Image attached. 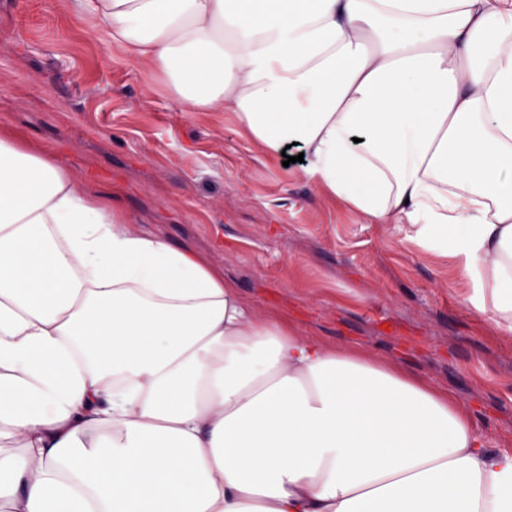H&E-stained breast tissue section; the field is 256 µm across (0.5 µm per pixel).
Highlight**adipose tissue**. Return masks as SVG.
<instances>
[{
    "label": "adipose tissue",
    "instance_id": "adipose-tissue-1",
    "mask_svg": "<svg viewBox=\"0 0 512 512\" xmlns=\"http://www.w3.org/2000/svg\"><path fill=\"white\" fill-rule=\"evenodd\" d=\"M77 2L512 333V0ZM3 438L0 512H512V448L452 396L260 317L0 132Z\"/></svg>",
    "mask_w": 512,
    "mask_h": 512
}]
</instances>
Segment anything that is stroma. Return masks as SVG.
Returning a JSON list of instances; mask_svg holds the SVG:
<instances>
[{
  "label": "stroma",
  "mask_w": 512,
  "mask_h": 512,
  "mask_svg": "<svg viewBox=\"0 0 512 512\" xmlns=\"http://www.w3.org/2000/svg\"><path fill=\"white\" fill-rule=\"evenodd\" d=\"M0 126L260 314L451 393L512 448V334L465 302L455 260L259 150L234 112L185 111L157 66L89 35L75 0H0Z\"/></svg>",
  "instance_id": "stroma-1"
}]
</instances>
